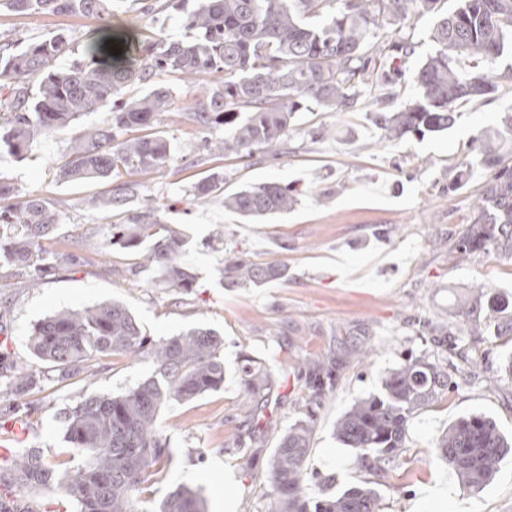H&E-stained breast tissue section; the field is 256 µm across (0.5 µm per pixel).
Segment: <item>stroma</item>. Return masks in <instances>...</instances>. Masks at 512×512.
Returning a JSON list of instances; mask_svg holds the SVG:
<instances>
[{"mask_svg": "<svg viewBox=\"0 0 512 512\" xmlns=\"http://www.w3.org/2000/svg\"><path fill=\"white\" fill-rule=\"evenodd\" d=\"M196 0H172L159 23L144 17L140 0H114L113 23L140 19L144 38L184 35L180 18ZM431 16H412L403 35L415 52L399 65L393 104L414 100L413 73L434 45ZM89 19L67 14H21L0 5V36L28 38L64 33L81 45ZM172 104L154 123L176 154L194 152L200 134L190 118L197 94L177 75L164 73ZM381 96H366L354 112L319 107L296 113L279 160L261 154L225 153L204 157L191 170L172 164L140 177L143 192L157 196L160 221L186 237L184 257L197 275L191 294L156 287L150 277L131 280L135 254L112 246L109 225L119 215L100 211V184L60 181L54 162L71 139L106 125L110 107L88 113L60 135L35 140L23 158L0 155V179L19 195L41 194L57 208V239L44 250L74 253L78 264L58 263L43 277L0 280L7 304V349L19 366L45 373V389L34 395L36 410L23 445L50 460L65 450L59 412L81 397L117 394L152 371L147 359L99 358L97 375L69 385L57 382L48 365L34 358L28 333L34 323L62 308L101 302L123 303L153 341L194 327L224 338L226 375L221 390L164 409L160 420L172 459L145 493L147 512H156L170 490H200L208 512H269L267 481L280 436L303 415L308 393L298 370L300 358L335 356L339 379L317 410L306 471L324 492L370 485L386 512H512V453L501 460L493 481L478 492L464 491L448 465L431 451L458 419L482 414L512 434V335L485 326L487 306L497 301L512 318V257L481 252L466 259L432 248L435 237L459 236L472 217V203L490 173L466 169L482 131L512 109V81L501 80L495 98L457 107L447 133L386 140L372 117ZM334 137L321 139L319 128ZM466 169L463 186L446 193L448 178ZM219 171L225 191L275 181L295 187L296 207L260 222L227 211L222 198L195 201L189 183ZM237 249L253 262L286 266L288 276L257 288H227L218 269L224 249ZM448 326V344L435 345L421 320ZM483 323L479 335L463 336V324ZM447 358L452 384L438 399L419 407L408 429L404 465L379 478L353 467V453L336 438L339 417L358 399L378 393L383 378L407 359ZM265 363L279 380L264 411L268 430H255L253 402L241 381L245 358Z\"/></svg>", "mask_w": 512, "mask_h": 512, "instance_id": "35a3bbf8", "label": "stroma"}]
</instances>
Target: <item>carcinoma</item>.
<instances>
[{
	"label": "carcinoma",
	"instance_id": "cac0c4a2",
	"mask_svg": "<svg viewBox=\"0 0 512 512\" xmlns=\"http://www.w3.org/2000/svg\"><path fill=\"white\" fill-rule=\"evenodd\" d=\"M20 13L80 14L93 21L81 60L60 69L56 61L69 48L62 34L0 43V149L21 156L38 138L61 134L80 116L113 104L112 122L71 142L68 159L57 167L68 183L126 181L101 196L97 207L118 211L122 221L110 225L111 243L134 250L142 266L166 288L188 293L195 275L182 260L181 234L159 221V203L147 196L127 208L139 194L134 180L145 170L159 171L175 162L170 140L160 132L127 138L132 127H151L171 105V88L157 82L163 71L186 78L198 89L192 120L203 133L200 149L222 155L261 153L278 160L296 112L313 102L334 112H352L361 87L393 83L380 58H406L413 43L386 41V25H400L408 15L433 17L435 52L415 71L414 103L373 115L383 138L443 133L456 121L461 99H490L499 90L489 71L465 72L461 58L489 65L512 59V0H456L440 12V0H199L186 12L183 40L158 37L147 42L133 26L112 24L113 0H5ZM339 3L332 8L331 3ZM224 72V81L206 78ZM135 85L139 94L125 98ZM512 111L483 134L475 164L493 170L477 203L472 222L459 236L453 254L477 251L512 256ZM224 176L214 172L198 179L192 195L205 202L222 193ZM297 202L293 190L265 182L224 196V208L244 218L286 213ZM59 215L36 194L17 199L14 185L0 181V264L17 272L43 275L55 264L42 256L39 243L58 231ZM229 288L262 286L281 280L287 268L254 263L224 249L220 269ZM32 354L68 380L90 371L100 356L146 355L152 374L119 394L91 395L62 409L66 442L80 459L60 468L37 448L15 453L0 465V512H25L22 499L56 489L75 504V512H148L141 495L171 454L163 437L160 411L224 386V336L203 327L148 343L138 321L117 301L62 309L33 325L28 335ZM301 377L310 395L304 417L288 428L274 450L269 478L272 512H384L375 488L354 487L323 498L311 497L305 462L315 424V408L333 391L339 377L336 358L304 359ZM246 390L257 395L260 414L276 386L267 369L251 379L242 368ZM7 389L14 410L34 411L28 397L42 391L43 379L24 371L0 352V388ZM448 390V367L424 358L408 360L383 381L378 395L357 400L336 422V437L353 450L359 470L385 474L400 468L406 433L415 410ZM512 440L484 415L458 419L437 441L434 452L453 469L465 490L478 492L493 479ZM13 501H8L7 497ZM155 512H207L197 490L178 486Z\"/></svg>",
	"mask_w": 512,
	"mask_h": 512
}]
</instances>
